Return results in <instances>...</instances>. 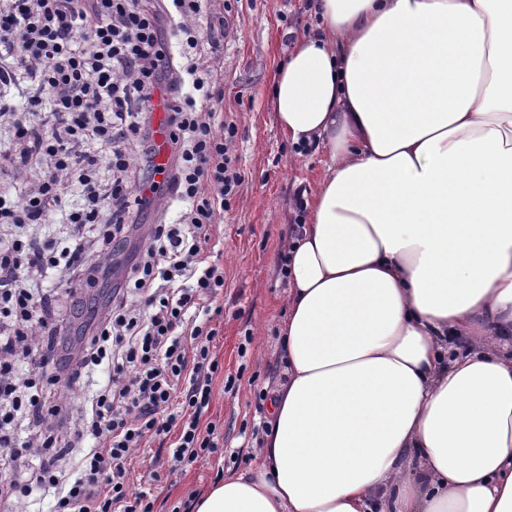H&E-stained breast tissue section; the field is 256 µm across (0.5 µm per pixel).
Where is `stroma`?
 I'll return each mask as SVG.
<instances>
[{
	"mask_svg": "<svg viewBox=\"0 0 512 512\" xmlns=\"http://www.w3.org/2000/svg\"><path fill=\"white\" fill-rule=\"evenodd\" d=\"M311 0H240L233 7V32L218 54H204L224 94V117L238 134L232 152L245 180L220 224L216 250L224 267V312L217 348L223 371L213 381L208 416L224 424V453L210 455L186 472L160 473L152 482L154 512H172L188 494L202 495L217 471L235 475L253 465L266 428L267 392L281 374L278 327L284 317L287 282L281 273L285 241L311 197L326 157L315 148L292 146L273 113L272 90L290 31L313 23ZM82 316L62 326L64 348L108 300L104 285L82 288ZM234 388H227V381Z\"/></svg>",
	"mask_w": 512,
	"mask_h": 512,
	"instance_id": "1",
	"label": "stroma"
}]
</instances>
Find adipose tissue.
<instances>
[{
	"label": "adipose tissue",
	"mask_w": 512,
	"mask_h": 512,
	"mask_svg": "<svg viewBox=\"0 0 512 512\" xmlns=\"http://www.w3.org/2000/svg\"><path fill=\"white\" fill-rule=\"evenodd\" d=\"M275 121L287 243L256 462L196 512H512V0H314Z\"/></svg>",
	"instance_id": "adipose-tissue-1"
}]
</instances>
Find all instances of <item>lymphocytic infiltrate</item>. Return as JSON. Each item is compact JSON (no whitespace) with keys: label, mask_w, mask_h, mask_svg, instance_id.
I'll return each instance as SVG.
<instances>
[{"label":"lymphocytic infiltrate","mask_w":512,"mask_h":512,"mask_svg":"<svg viewBox=\"0 0 512 512\" xmlns=\"http://www.w3.org/2000/svg\"><path fill=\"white\" fill-rule=\"evenodd\" d=\"M229 0H7L0 7V89L26 79L25 106L0 104L11 127L0 149V178L37 167L22 197L0 190V450L12 460L30 446L40 458L26 480L0 481V495L26 512L33 485L51 489L53 512H154L150 492L133 490L135 450L166 445L170 473L222 452L224 427L205 421L221 365L215 315L223 308L224 268L213 258L216 229L244 177L230 153L237 134L217 102L224 96L200 61L206 45L227 36ZM168 96L170 163L151 166L149 133L155 93ZM109 148L100 158L98 146ZM112 178L102 184L101 162ZM81 202L67 220L92 224L95 248L112 253L128 239L148 193L179 206L174 223L158 212L92 336L69 361L43 362L27 378L35 337L55 334L50 294L20 279L65 266L95 287L99 268L82 245L27 234L62 206L72 184ZM109 370L106 387L71 431L68 408L48 404L50 390L83 389L89 371ZM28 421L33 441L17 438ZM91 446L70 477L59 464L79 443Z\"/></svg>","instance_id":"lymphocytic-infiltrate-1"}]
</instances>
